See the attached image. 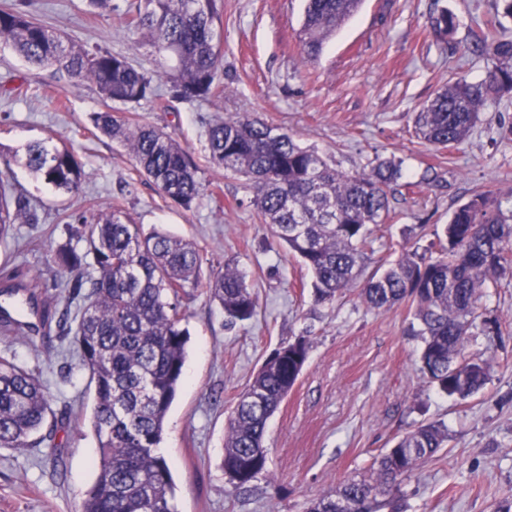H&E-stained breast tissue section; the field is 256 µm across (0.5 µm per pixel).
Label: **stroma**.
Wrapping results in <instances>:
<instances>
[{"label":"stroma","instance_id":"stroma-1","mask_svg":"<svg viewBox=\"0 0 512 512\" xmlns=\"http://www.w3.org/2000/svg\"><path fill=\"white\" fill-rule=\"evenodd\" d=\"M131 0L98 9L90 0H27V10L77 44L122 54L150 72L174 61L128 25ZM494 0H365L324 46L302 59L304 0H224V93L202 102L163 95L114 104L116 116L161 128L200 168L204 193L191 209L165 198L139 175L129 151L96 130L104 105L93 82L73 83L55 67L29 65L0 45V153L11 181L37 207L39 221L14 225L0 241V281L15 267L52 281L67 217L122 204L143 232L193 242L210 275L232 263L258 297L255 316L227 327L205 288L181 300L190 332L184 378L165 422L162 454L175 482L177 512H307L311 500L369 474L376 458L419 424L448 428V445L414 470L395 495L396 512H506L512 507V273L497 278L470 330L469 354L491 364L486 384L466 400L445 395L420 371L423 340L406 307H369L348 290L316 303L310 273L260 223L243 178L209 158L207 129L247 115L295 134L338 170L354 173L383 159L400 162L389 223L374 226L375 254L363 274L402 250L429 254L451 213L475 188L495 191L512 209V100L481 114L466 140L435 149L414 132L412 116L458 78L481 81L491 68L467 52L471 29L491 19ZM448 10L451 36L429 27ZM44 142L82 163L79 193L57 197L20 161ZM305 340L304 369L270 418L265 471L235 489L222 467L234 397L281 346ZM8 352L38 368L51 396L55 451L0 448V512H79L96 479L92 394L75 357L44 351L21 335H0Z\"/></svg>","mask_w":512,"mask_h":512}]
</instances>
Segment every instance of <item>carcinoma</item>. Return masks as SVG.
<instances>
[{
  "label": "carcinoma",
  "instance_id": "carcinoma-1",
  "mask_svg": "<svg viewBox=\"0 0 512 512\" xmlns=\"http://www.w3.org/2000/svg\"><path fill=\"white\" fill-rule=\"evenodd\" d=\"M500 10L472 46L493 62L477 83L459 79L438 91L414 113L423 142L447 148L461 144L485 109L512 98V37L498 31L499 16L512 18V0H496ZM362 0H307L301 42L303 57L316 59L326 40L359 8ZM24 0L0 8V40L30 64L55 66L75 83L93 81L105 103L125 105L161 96L158 78L130 59L71 42L61 31L38 23ZM224 0H134L130 25L144 32L160 52L176 56V72L166 77L171 97L207 101L223 88L221 17ZM439 36L454 33L447 11L430 17ZM102 134L120 142L139 172L160 193L189 208L199 198V168L164 131L119 119L111 111L91 117ZM210 158L224 172L242 177L253 193L258 217L285 243L312 276L315 299L331 302L349 288L370 307L387 311L405 304L421 326L422 371L439 391L461 400L487 381L489 363L465 356L467 336L482 316L481 298L495 277L512 270V214L496 193L476 190L444 228L436 255L405 253L379 273L360 280L372 249L368 226L389 218L388 189L402 178L400 165L380 160L369 170L347 174L327 164L290 133H275L248 116H230L208 130ZM25 166L56 192L75 194L82 164L66 149L35 143ZM11 160L0 161V240L15 224L38 222L35 206L9 181ZM66 241L57 252L63 276L47 284L39 277L13 280L0 292L27 295L31 305L53 298L42 324L65 326L79 367L94 386L92 426L99 447L97 477L81 512H174V483L168 460L159 452L167 411L183 377L189 332L180 299L205 285L229 324L251 319L257 297L237 268L202 280L195 245L160 231L143 233L116 206L93 220L71 215ZM71 274L67 280L64 275ZM80 299L70 307L51 304ZM307 359L302 340L275 350L238 394L228 420L223 468L234 488L266 469V427L294 386ZM51 408L40 372L0 355V448H35ZM448 442V428L420 424L383 453L376 470L350 479L333 494L310 503L308 512H371L388 500L405 476L435 456Z\"/></svg>",
  "mask_w": 512,
  "mask_h": 512
}]
</instances>
